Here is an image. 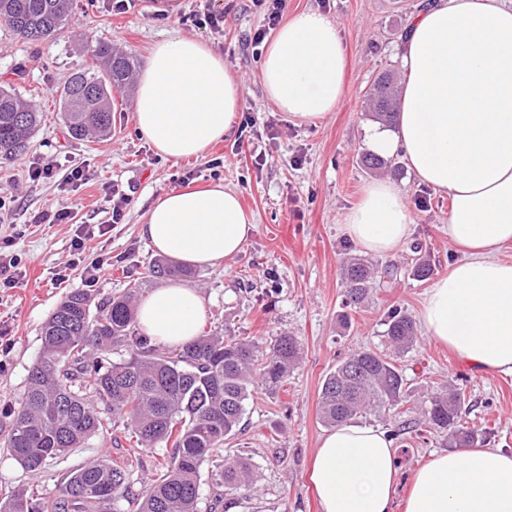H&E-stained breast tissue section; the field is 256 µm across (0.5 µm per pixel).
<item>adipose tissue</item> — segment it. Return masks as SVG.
<instances>
[{
    "mask_svg": "<svg viewBox=\"0 0 512 512\" xmlns=\"http://www.w3.org/2000/svg\"><path fill=\"white\" fill-rule=\"evenodd\" d=\"M405 80L397 130L372 129L371 151L401 154L419 183L447 194L448 240L463 257L428 289L418 322L432 340L472 367L512 376V6L504 0H433L400 48ZM345 48L336 24L306 10L274 33L260 67L266 97L288 117L314 122L344 96ZM241 108L239 82L202 40L155 43L137 80L139 131L162 156L205 157L229 136ZM412 216L392 183H368L343 219L363 250L387 255L407 239ZM256 231L238 193L217 182L174 189L149 207L141 234L182 265L219 267ZM199 290L169 281L139 303L137 321L157 343L197 336ZM310 480L320 512H512V453L476 445L432 455L399 497L387 431L346 423L316 448Z\"/></svg>",
    "mask_w": 512,
    "mask_h": 512,
    "instance_id": "ef3b65f1",
    "label": "adipose tissue"
}]
</instances>
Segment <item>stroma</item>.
I'll return each mask as SVG.
<instances>
[{
	"label": "stroma",
	"instance_id": "1",
	"mask_svg": "<svg viewBox=\"0 0 512 512\" xmlns=\"http://www.w3.org/2000/svg\"><path fill=\"white\" fill-rule=\"evenodd\" d=\"M423 2L283 0V18L308 9L321 11L336 23L343 39L344 97L336 112L314 123L288 118L264 94L260 65L266 48L254 46L250 38L265 25L266 0H181L175 17L157 14L161 0H135L125 13L113 12L111 0H75L69 26L38 44L17 38L0 23V83L12 86L41 114L27 151L0 164V196L12 201L10 212L0 217V235L13 236L11 251L28 268L27 277L14 287L0 288V332L11 338L9 349H0V428L8 425L4 410L17 406L28 370L41 353V326L65 294L86 288L103 300L134 285L140 295H147L162 282L153 271L162 256L140 231L148 208L165 192L180 188L181 177H188L194 187L221 181L239 192L255 215L257 229L242 252L223 266L198 268L187 278V285L205 299L202 328L266 345L287 333L299 339L302 357L277 392L255 390L240 430L224 443L223 455L204 463L200 512H209L215 492L212 474L233 454L248 463L254 491L226 495L222 512H320L309 468L326 430L318 408L325 376L352 350L388 352L384 320L391 307L418 314L431 283L412 275L417 253L429 256L438 277L459 258L448 241L447 195L418 184L401 156H393V172H372L362 164L368 152L366 130L374 123L368 93L383 74H401L399 46ZM204 12L223 14V31L193 22V15ZM176 33L206 42L240 81L242 102L249 109L243 131L214 144L204 158L166 159L139 133L135 91L128 88L112 96L109 138L69 137L59 95L73 74L95 71L92 49L97 42L111 43L143 65L156 42ZM45 163L53 165L54 177L30 179L29 169ZM76 167L85 170L86 181L69 182ZM375 179L391 181L404 193L411 231L394 254H369L378 268L394 270L395 278L375 285L369 302L349 312L339 268L346 254L360 248L343 232V216ZM116 191L127 197L117 224L112 221ZM63 203L71 208L72 221L34 222V215ZM81 224L95 229L85 242L86 257L104 260L89 288L80 270L71 266L70 244ZM64 270L69 280L57 284L56 275ZM345 312L351 322L344 329L338 317ZM397 365L405 378L410 419L421 418L429 393L454 378L466 397L462 425L486 430L489 445L512 452V377L474 371L423 335ZM363 422L395 432L404 482L430 453L448 448L446 436L424 426L396 433L397 422L389 414L367 415ZM165 452L162 445L132 448L120 420L112 433L94 436L48 461L38 474L0 453V494L36 484L54 494L83 463L129 455L134 458L132 488L140 492Z\"/></svg>",
	"mask_w": 512,
	"mask_h": 512
}]
</instances>
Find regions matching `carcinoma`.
I'll list each match as a JSON object with an SVG mask.
<instances>
[{
  "mask_svg": "<svg viewBox=\"0 0 512 512\" xmlns=\"http://www.w3.org/2000/svg\"><path fill=\"white\" fill-rule=\"evenodd\" d=\"M72 13L73 0H0V22L31 42L54 37L69 25ZM93 56L97 72L73 75L60 93V109L75 139L111 130L112 93L130 84L135 69L133 57L107 43H97ZM392 84L384 75L370 92L372 115L386 126L397 115L386 103ZM39 123L31 104L0 87L1 159L24 151ZM340 276L346 306L354 309L370 297L379 270L349 254ZM137 296L138 289L127 288L97 302L87 292L72 291L55 307L42 326V352L29 371L19 408L8 411L11 420L0 447L27 471L40 472L49 460L109 432L122 417L136 446H171L157 477L136 496L132 459L92 461L72 472L56 495L24 489L0 497V512H199L201 466L238 431L254 390L279 389L301 358L300 342L289 334L267 350L218 331L181 347L160 346L136 329ZM385 325L392 354L357 349L326 375L319 401L325 425L396 413L407 403L396 358L416 343L417 329L397 307L388 311ZM122 350L129 357L112 361L111 355ZM464 405V394L450 384L429 397L424 411V422L457 448L481 443L484 434L461 426ZM214 485L229 493L247 490L248 463L228 458Z\"/></svg>",
  "mask_w": 512,
  "mask_h": 512,
  "instance_id": "cac0c4a2",
  "label": "carcinoma"
}]
</instances>
